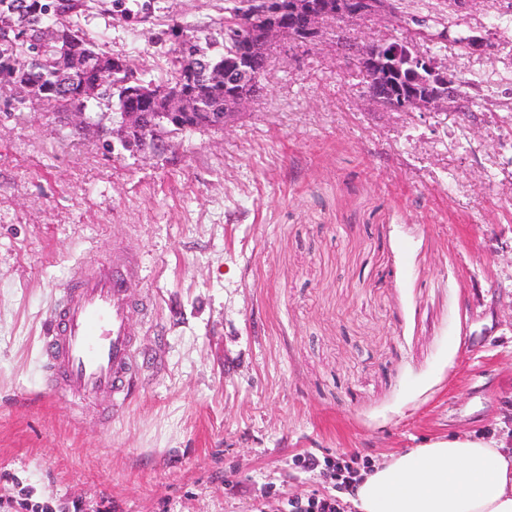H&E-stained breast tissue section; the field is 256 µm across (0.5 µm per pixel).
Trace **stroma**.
<instances>
[{
    "label": "stroma",
    "instance_id": "obj_1",
    "mask_svg": "<svg viewBox=\"0 0 512 512\" xmlns=\"http://www.w3.org/2000/svg\"><path fill=\"white\" fill-rule=\"evenodd\" d=\"M229 0H83L100 52L164 77L171 30ZM346 43L416 40L473 82L443 112L360 105L324 23L277 39L227 128L157 150L80 134L0 89V512H279L332 486L301 454L380 464L512 436V0H397ZM482 35L471 55L458 38ZM138 253L137 396L116 422L43 393L44 314L86 253Z\"/></svg>",
    "mask_w": 512,
    "mask_h": 512
}]
</instances>
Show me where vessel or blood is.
Here are the masks:
<instances>
[{
  "label": "vessel or blood",
  "mask_w": 512,
  "mask_h": 512,
  "mask_svg": "<svg viewBox=\"0 0 512 512\" xmlns=\"http://www.w3.org/2000/svg\"><path fill=\"white\" fill-rule=\"evenodd\" d=\"M137 314L151 319L154 303L141 289L135 254L117 250L75 263L41 332L45 389L87 403L105 421L119 419L140 368L131 327Z\"/></svg>",
  "instance_id": "b4317fda"
}]
</instances>
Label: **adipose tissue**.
<instances>
[{
  "mask_svg": "<svg viewBox=\"0 0 512 512\" xmlns=\"http://www.w3.org/2000/svg\"><path fill=\"white\" fill-rule=\"evenodd\" d=\"M357 512H512V448L451 437L374 466L358 485Z\"/></svg>",
  "mask_w": 512,
  "mask_h": 512,
  "instance_id": "obj_1",
  "label": "adipose tissue"
}]
</instances>
